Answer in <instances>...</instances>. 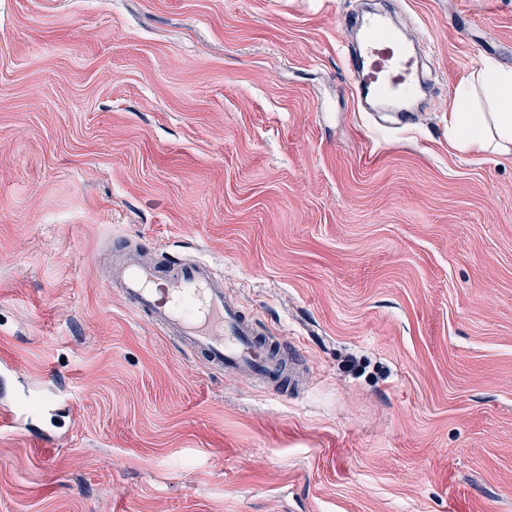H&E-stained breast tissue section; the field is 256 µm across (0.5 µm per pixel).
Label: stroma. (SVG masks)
Here are the masks:
<instances>
[{
	"mask_svg": "<svg viewBox=\"0 0 512 512\" xmlns=\"http://www.w3.org/2000/svg\"><path fill=\"white\" fill-rule=\"evenodd\" d=\"M427 89L361 111L360 0H0V512H512V157L448 146L512 0H390ZM197 256L307 385L131 315Z\"/></svg>",
	"mask_w": 512,
	"mask_h": 512,
	"instance_id": "obj_1",
	"label": "stroma"
}]
</instances>
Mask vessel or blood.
I'll use <instances>...</instances> for the list:
<instances>
[{"mask_svg":"<svg viewBox=\"0 0 512 512\" xmlns=\"http://www.w3.org/2000/svg\"><path fill=\"white\" fill-rule=\"evenodd\" d=\"M363 25L352 72L361 105L368 112L386 107L399 124H409L408 104L422 87L419 60L405 45L404 31L384 15L366 17ZM111 282L134 316L148 317L178 336L210 367L227 375L247 374L263 384L290 380L287 344L261 335L253 318L218 285L208 262L185 258L163 274L131 258L113 268Z\"/></svg>","mask_w":512,"mask_h":512,"instance_id":"1","label":"vessel or blood"}]
</instances>
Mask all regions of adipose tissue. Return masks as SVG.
Returning <instances> with one entry per match:
<instances>
[{
  "mask_svg": "<svg viewBox=\"0 0 512 512\" xmlns=\"http://www.w3.org/2000/svg\"><path fill=\"white\" fill-rule=\"evenodd\" d=\"M448 145L460 152L512 154V69L482 61L456 89Z\"/></svg>",
  "mask_w": 512,
  "mask_h": 512,
  "instance_id": "adipose-tissue-1",
  "label": "adipose tissue"
}]
</instances>
